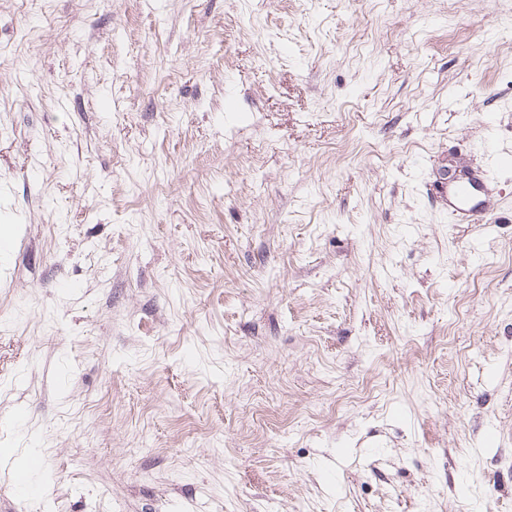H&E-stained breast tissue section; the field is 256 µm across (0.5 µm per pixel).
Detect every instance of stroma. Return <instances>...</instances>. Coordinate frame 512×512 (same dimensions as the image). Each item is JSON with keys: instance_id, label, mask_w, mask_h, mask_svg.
<instances>
[{"instance_id": "1", "label": "stroma", "mask_w": 512, "mask_h": 512, "mask_svg": "<svg viewBox=\"0 0 512 512\" xmlns=\"http://www.w3.org/2000/svg\"><path fill=\"white\" fill-rule=\"evenodd\" d=\"M0 232V512H512V0H0ZM491 183L483 171L448 176V214L457 222L482 223L493 210Z\"/></svg>"}]
</instances>
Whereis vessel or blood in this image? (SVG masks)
<instances>
[{
    "instance_id": "vessel-or-blood-1",
    "label": "vessel or blood",
    "mask_w": 512,
    "mask_h": 512,
    "mask_svg": "<svg viewBox=\"0 0 512 512\" xmlns=\"http://www.w3.org/2000/svg\"><path fill=\"white\" fill-rule=\"evenodd\" d=\"M444 192L448 213L456 221L479 224L493 210L491 180L485 172L450 175Z\"/></svg>"
}]
</instances>
